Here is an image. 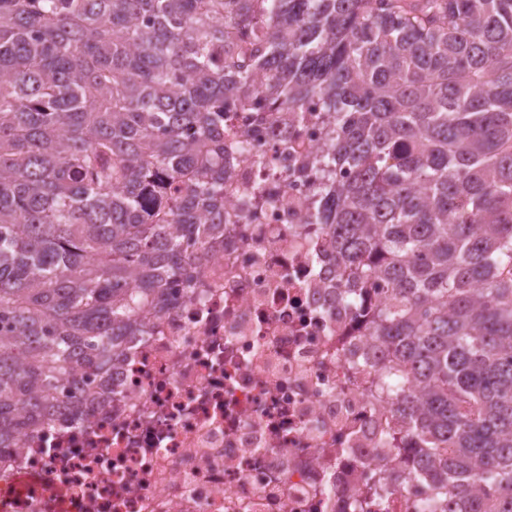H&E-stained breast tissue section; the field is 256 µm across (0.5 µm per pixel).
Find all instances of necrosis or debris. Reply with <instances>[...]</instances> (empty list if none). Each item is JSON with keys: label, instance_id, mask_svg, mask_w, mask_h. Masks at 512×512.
<instances>
[{"label": "necrosis or debris", "instance_id": "obj_1", "mask_svg": "<svg viewBox=\"0 0 512 512\" xmlns=\"http://www.w3.org/2000/svg\"><path fill=\"white\" fill-rule=\"evenodd\" d=\"M252 129L224 181L217 247L87 385L0 449V512H349L384 466L386 404L366 322L297 206L321 126ZM268 201L238 217L245 190Z\"/></svg>", "mask_w": 512, "mask_h": 512}]
</instances>
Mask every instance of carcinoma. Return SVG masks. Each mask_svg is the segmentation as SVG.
Returning <instances> with one entry per match:
<instances>
[{"label": "carcinoma", "mask_w": 512, "mask_h": 512, "mask_svg": "<svg viewBox=\"0 0 512 512\" xmlns=\"http://www.w3.org/2000/svg\"><path fill=\"white\" fill-rule=\"evenodd\" d=\"M311 103L308 223L353 315L385 289L383 452L416 443L355 510L512 512V0H0V448L194 287L241 120ZM417 500L416 485H411L401 493L385 499L380 511L375 512H414Z\"/></svg>", "instance_id": "carcinoma-1"}]
</instances>
